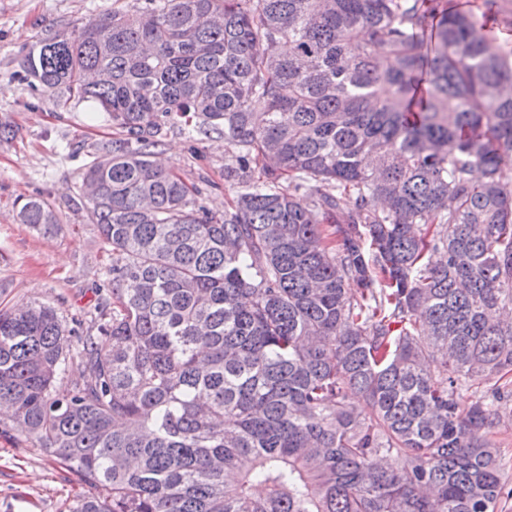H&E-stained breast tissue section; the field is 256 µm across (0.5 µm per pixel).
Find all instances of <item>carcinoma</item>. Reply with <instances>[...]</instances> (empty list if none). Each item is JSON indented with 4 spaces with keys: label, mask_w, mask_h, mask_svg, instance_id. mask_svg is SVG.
Listing matches in <instances>:
<instances>
[{
    "label": "carcinoma",
    "mask_w": 512,
    "mask_h": 512,
    "mask_svg": "<svg viewBox=\"0 0 512 512\" xmlns=\"http://www.w3.org/2000/svg\"><path fill=\"white\" fill-rule=\"evenodd\" d=\"M485 2L143 0L40 39L28 75L120 133L80 176L90 325L0 309V424L97 490L73 512H497L512 0ZM174 128L236 149L224 215L158 159Z\"/></svg>",
    "instance_id": "carcinoma-1"
}]
</instances>
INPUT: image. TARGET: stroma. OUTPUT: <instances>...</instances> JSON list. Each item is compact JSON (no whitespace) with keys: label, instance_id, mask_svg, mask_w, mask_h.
Wrapping results in <instances>:
<instances>
[{"label":"stroma","instance_id":"35a3bbf8","mask_svg":"<svg viewBox=\"0 0 512 512\" xmlns=\"http://www.w3.org/2000/svg\"><path fill=\"white\" fill-rule=\"evenodd\" d=\"M135 0H0V123L14 135L0 141V308L40 301L65 319L105 297L112 254L95 225L73 204L78 175L92 153L116 137L83 103L67 108L25 80L23 61L46 30L71 31L99 13L133 9ZM169 169L195 187L198 199L223 214L237 188L224 180L232 149L222 135L197 141L168 132L160 147ZM42 197L60 214L58 229L19 223L25 199ZM87 488L62 463L16 432H0V512H72Z\"/></svg>","mask_w":512,"mask_h":512}]
</instances>
